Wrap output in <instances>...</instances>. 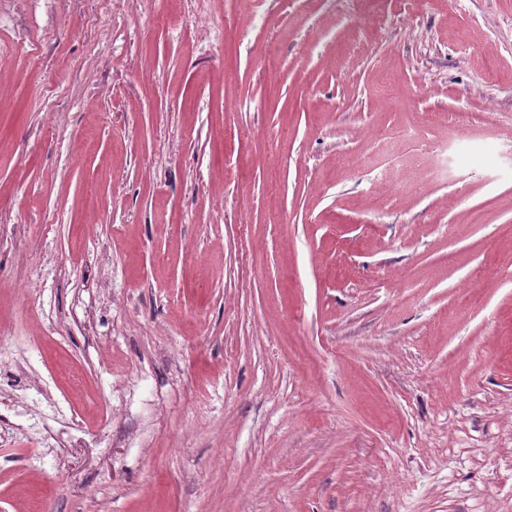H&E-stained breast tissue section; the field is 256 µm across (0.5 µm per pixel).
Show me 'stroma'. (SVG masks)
Segmentation results:
<instances>
[{
  "label": "stroma",
  "instance_id": "1",
  "mask_svg": "<svg viewBox=\"0 0 512 512\" xmlns=\"http://www.w3.org/2000/svg\"><path fill=\"white\" fill-rule=\"evenodd\" d=\"M429 2L0 0V512H512V0Z\"/></svg>",
  "mask_w": 512,
  "mask_h": 512
}]
</instances>
